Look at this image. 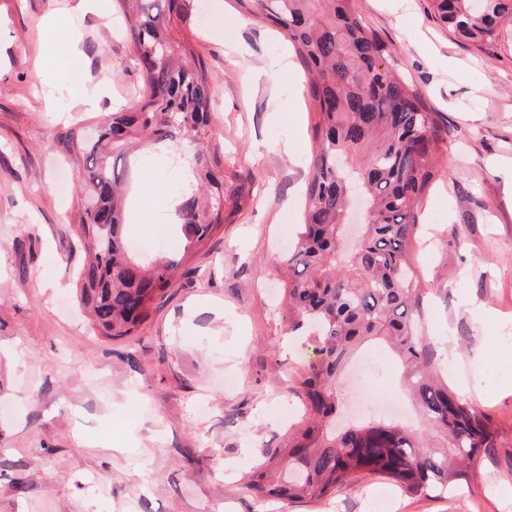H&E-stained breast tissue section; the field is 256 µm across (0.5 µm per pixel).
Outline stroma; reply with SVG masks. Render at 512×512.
Segmentation results:
<instances>
[{
	"instance_id": "35a3bbf8",
	"label": "stroma",
	"mask_w": 512,
	"mask_h": 512,
	"mask_svg": "<svg viewBox=\"0 0 512 512\" xmlns=\"http://www.w3.org/2000/svg\"><path fill=\"white\" fill-rule=\"evenodd\" d=\"M205 4L208 24L178 32L214 79L211 136L260 189L178 269L137 334L111 340L76 302V199L61 181L73 169L47 145L61 127L136 105L141 78L124 65L126 34L75 13V0H0V512H377L381 502L387 512H512V38L486 55L438 22L430 0L405 15L355 0L448 127L450 161L422 205L414 262L435 359L451 386L459 372L474 376L466 397L490 416L497 459L477 461L472 490L456 496L411 497L369 475L323 499L271 503L244 482L259 451L287 440L301 409L287 379L312 355L287 336L276 267L303 221L314 115L300 66L249 77L284 50L281 37L226 0ZM51 15L63 23L50 41ZM72 27L78 62L64 42ZM88 84L103 89L89 111L71 96ZM142 155H127L141 215L128 236L148 253L168 234L158 199L173 189L164 154L148 166ZM364 348L389 366L371 384L374 404L397 400L396 420L417 427L397 355L377 341Z\"/></svg>"
}]
</instances>
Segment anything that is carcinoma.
I'll list each match as a JSON object with an SVG mask.
<instances>
[{
    "mask_svg": "<svg viewBox=\"0 0 512 512\" xmlns=\"http://www.w3.org/2000/svg\"><path fill=\"white\" fill-rule=\"evenodd\" d=\"M435 17L479 52L489 54L512 29V0H432ZM247 18L278 29L307 76L315 114L303 224L279 272L283 321L312 333L313 357L295 370L290 390L304 415L285 447L260 453L246 484L259 498H324L380 474L405 494H448L475 479L472 465L497 453L490 418L428 373L434 349L424 336L425 291L410 265L419 206L438 166L448 159L438 113L396 69L389 46L368 29L354 0H234ZM129 60L146 94L138 106L112 112L94 137L66 129L53 147L78 177L84 253L77 302L93 332L131 336L176 271L253 196V181L227 169L224 145L209 138L213 77L173 19L185 21L197 0H119ZM163 54L162 65L154 62ZM149 135L155 149L175 143L186 163L177 182L181 236L176 247L138 257L126 232L124 149ZM390 343L421 414L420 429L374 422L336 428L340 374L367 339Z\"/></svg>",
    "mask_w": 512,
    "mask_h": 512,
    "instance_id": "obj_1",
    "label": "carcinoma"
}]
</instances>
